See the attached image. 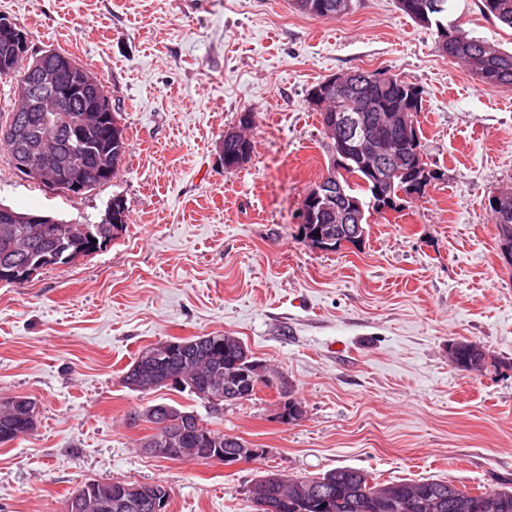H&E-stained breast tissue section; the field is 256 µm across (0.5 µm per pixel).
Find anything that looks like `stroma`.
Segmentation results:
<instances>
[{
    "label": "stroma",
    "mask_w": 512,
    "mask_h": 512,
    "mask_svg": "<svg viewBox=\"0 0 512 512\" xmlns=\"http://www.w3.org/2000/svg\"><path fill=\"white\" fill-rule=\"evenodd\" d=\"M30 51L70 53L105 85L125 128L112 180L52 194L0 145V203L125 233L96 253L0 285V398L27 396L35 430L0 445V512H62L88 481L160 484L169 512H254L267 471L317 477L343 466L379 480L435 476L469 489L512 483V270L488 198L512 189V87L481 83L397 0H353L338 19L292 0H0ZM449 21L512 50V28L480 0ZM363 69L422 91L425 195L371 215L356 247L311 248L302 202L329 151L310 89ZM254 149L226 169L224 132ZM239 337L279 371L304 415L285 424L276 393L216 409L189 392L121 383L146 345ZM482 345L498 364L455 368L448 347ZM167 403L242 439L234 465L142 454Z\"/></svg>",
    "instance_id": "1"
}]
</instances>
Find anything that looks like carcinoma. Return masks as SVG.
Here are the masks:
<instances>
[{"instance_id":"carcinoma-1","label":"carcinoma","mask_w":512,"mask_h":512,"mask_svg":"<svg viewBox=\"0 0 512 512\" xmlns=\"http://www.w3.org/2000/svg\"><path fill=\"white\" fill-rule=\"evenodd\" d=\"M310 9L303 13L319 18H337L343 12L337 8L338 0H303ZM399 8L406 15L421 24L436 27L440 41L448 46L449 57L463 63L481 82L491 85L512 87V52L502 51L495 45L465 34L456 25L443 23V15L448 10V0H398ZM484 12L496 18L502 25L512 28V0H482ZM373 72L360 70L355 91L350 94H333L330 108L338 112H347L361 105H368L380 112H398L403 101L410 102L415 112L422 111V91L413 83L394 76L389 84L376 86L371 84ZM19 83L27 78L24 58L18 55L8 38L0 37V79ZM104 85L80 97L69 99L54 113L55 119L45 122L39 112H21L15 104L8 111L5 123H25L28 142L36 141L40 136L54 134V127L60 123H77L84 120L91 110L95 99L106 96ZM127 149L124 127L118 113L112 112L108 121L89 129L88 136L82 142L64 146L67 155L81 168L87 169L86 178L90 188L108 182V178L98 174L102 168L117 171ZM351 168L348 176L336 173L341 179L344 194L349 199L369 208L372 193L373 174L368 167L374 165L370 159L358 158L349 161ZM495 196H490L488 206L490 218L498 232V243L512 242V217L502 222L495 216ZM76 252L87 256L91 254L78 228L73 224H0V276L9 273L20 277L26 269L37 264L41 269L66 264L72 261ZM474 343L463 341L451 352L454 366L464 372L473 371L478 364L479 354L473 350ZM150 347L138 351L127 370L122 374L121 382L125 387L135 384L139 387L153 379H162L177 373L186 366L197 365L199 380L186 385L183 390L197 396L208 387L224 383V376L239 371L252 370L255 359L247 346L237 337L214 336L203 343L180 352L167 359L148 357ZM170 414L182 422L188 444L195 438L196 415L185 409L168 404H156L142 412L150 423H161L165 414ZM32 428L28 421L15 414L11 403L0 407V445L13 442L29 434ZM208 447L219 448L231 455L237 449L245 447L244 441L236 436L224 435L213 430ZM347 467H339L324 473L320 477L291 478L285 485L283 495L288 498V512H296L295 499L325 492L327 505L315 501L305 512H483L479 500L495 497L499 508L495 512H512V486L502 485L484 489L477 494L458 488L443 478L428 477L418 480H391L380 482L368 473L361 472L363 480L348 479ZM394 492L388 499L370 497L378 486ZM118 484L112 482L103 485L99 496L95 497L85 512H133L129 508H119L112 500V490Z\"/></svg>"}]
</instances>
